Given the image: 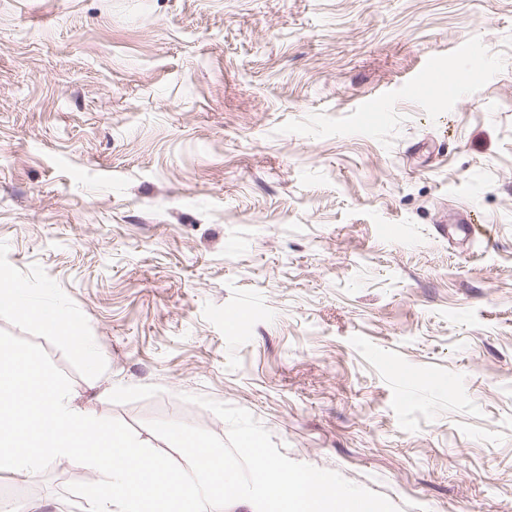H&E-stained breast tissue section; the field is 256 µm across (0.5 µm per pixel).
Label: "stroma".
Wrapping results in <instances>:
<instances>
[{
  "instance_id": "stroma-1",
  "label": "stroma",
  "mask_w": 512,
  "mask_h": 512,
  "mask_svg": "<svg viewBox=\"0 0 512 512\" xmlns=\"http://www.w3.org/2000/svg\"><path fill=\"white\" fill-rule=\"evenodd\" d=\"M0 279L103 365L0 330L158 451L226 437L205 395L404 512H512V0H0ZM100 478L0 471V507ZM40 322L45 328L51 330L59 335L66 336L71 342H74L82 351L85 350L86 344L80 339L79 336H76V325L74 322L66 315H63L60 312L51 311L48 313L46 310L42 309Z\"/></svg>"
}]
</instances>
